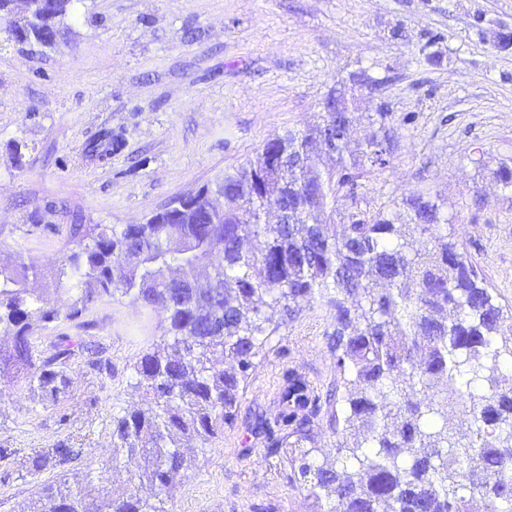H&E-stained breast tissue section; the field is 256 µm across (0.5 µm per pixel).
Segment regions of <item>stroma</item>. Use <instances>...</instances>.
Masks as SVG:
<instances>
[{
	"instance_id": "stroma-1",
	"label": "stroma",
	"mask_w": 512,
	"mask_h": 512,
	"mask_svg": "<svg viewBox=\"0 0 512 512\" xmlns=\"http://www.w3.org/2000/svg\"><path fill=\"white\" fill-rule=\"evenodd\" d=\"M506 30L512 0H77L66 39L51 49L10 40L0 20V255L46 267L70 252L69 224L144 222L245 166L268 138L306 127L336 81L363 68L383 79L392 112L416 115L389 167L363 178L365 199L441 193L454 216L449 236L496 301L512 305V190L486 176L512 160V50L496 46ZM435 33L431 63L419 49ZM105 130L122 150L87 155ZM163 321L122 297L37 331L46 349L70 337L73 383L55 407L25 383L0 382V445L12 451L0 460V512H26L63 476L89 500L100 477L126 484L112 459V417L147 403L132 367ZM331 331L317 297L272 336L236 422L188 448L196 467L173 485L165 512H311L307 488L289 479L296 449L271 447L254 415L278 413L283 374L295 369L321 398L316 455L335 456L327 398L342 379ZM91 347L108 369L88 366ZM62 441L82 455L32 475L22 468Z\"/></svg>"
}]
</instances>
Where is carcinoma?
I'll list each match as a JSON object with an SVG mask.
<instances>
[{"label":"carcinoma","instance_id":"1","mask_svg":"<svg viewBox=\"0 0 512 512\" xmlns=\"http://www.w3.org/2000/svg\"><path fill=\"white\" fill-rule=\"evenodd\" d=\"M74 2L31 0L27 23L10 22L8 33L50 47L68 32ZM384 84L359 69L326 98L336 97L350 122L360 100ZM366 120L372 132L356 150L321 112L317 123L267 139L255 159L200 189L193 204L158 210L143 224H72L77 250L52 268L0 258V328L13 336L0 351V375L27 369L28 390L41 402L55 404L69 388L73 349L67 336L40 348L36 330L117 297L167 313L159 341L133 364L151 402L112 417L113 456L128 484L104 488L94 512H159L138 486L160 499L194 468L184 445H206L234 424L255 360L316 294L334 325L329 340L344 385L334 424L360 441H337L336 456L321 462L309 449L294 458L293 480L309 486L314 512H469L466 488L487 512H512V495L500 492L512 484V386L500 380L512 362V312L457 242L437 232L448 223V199L411 192L362 207L364 171L390 164L397 125L415 115L398 118L382 101ZM314 141L332 165L321 167L309 149ZM122 147L104 132L87 153ZM488 173L512 188V165ZM215 195L224 209L205 218L200 209ZM271 210L276 224L264 220ZM49 290L53 306L43 297ZM274 312L282 322H272ZM219 351L222 370L213 366ZM319 407L320 397L289 369L279 412L257 417L255 428L275 446L283 430L288 447L313 445ZM458 412L470 417L469 431ZM81 453L62 442L34 452L26 469L64 466ZM27 512L87 510L63 478L45 485Z\"/></svg>","mask_w":512,"mask_h":512}]
</instances>
